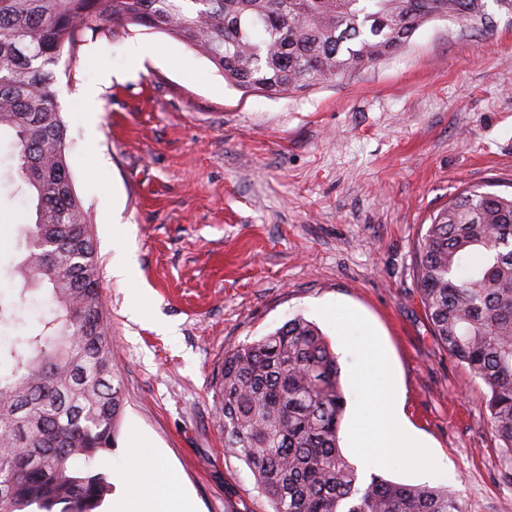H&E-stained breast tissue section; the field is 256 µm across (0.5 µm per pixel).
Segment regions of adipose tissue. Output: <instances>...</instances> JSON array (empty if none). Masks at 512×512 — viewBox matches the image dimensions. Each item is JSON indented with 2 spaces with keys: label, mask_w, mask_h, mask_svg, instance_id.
Returning a JSON list of instances; mask_svg holds the SVG:
<instances>
[{
  "label": "adipose tissue",
  "mask_w": 512,
  "mask_h": 512,
  "mask_svg": "<svg viewBox=\"0 0 512 512\" xmlns=\"http://www.w3.org/2000/svg\"><path fill=\"white\" fill-rule=\"evenodd\" d=\"M358 351L366 362L378 367V377L372 382L377 392L371 402L369 415L355 416L348 442L356 452L367 446L375 448L379 460L383 461L401 442L410 439L411 434L395 410L386 387L390 369L382 347L375 338L370 337L359 344ZM180 495L181 490L173 473L165 465H157L150 488L139 499L137 512H174V501Z\"/></svg>",
  "instance_id": "obj_1"
}]
</instances>
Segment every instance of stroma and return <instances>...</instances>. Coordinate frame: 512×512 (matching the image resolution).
<instances>
[{
	"label": "stroma",
	"instance_id": "1",
	"mask_svg": "<svg viewBox=\"0 0 512 512\" xmlns=\"http://www.w3.org/2000/svg\"><path fill=\"white\" fill-rule=\"evenodd\" d=\"M474 30L433 20L410 44L332 82L279 97L229 84L168 34L85 33L57 66L67 162L99 257L124 413L99 459L136 499L164 461L195 512H269L220 427L224 355L290 319L313 322L341 367L343 427L372 373L338 335L376 337L419 450L451 473L466 512H512V479L488 426L489 390L435 340L417 251L462 191L512 192V17ZM153 48L138 68L128 49ZM98 84L93 130L73 99ZM21 180H0V302L21 285ZM120 222H113V215ZM132 250L135 280L110 272ZM139 433L141 480L126 479Z\"/></svg>",
	"mask_w": 512,
	"mask_h": 512
}]
</instances>
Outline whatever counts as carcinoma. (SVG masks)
<instances>
[{
    "instance_id": "obj_1",
    "label": "carcinoma",
    "mask_w": 512,
    "mask_h": 512,
    "mask_svg": "<svg viewBox=\"0 0 512 512\" xmlns=\"http://www.w3.org/2000/svg\"><path fill=\"white\" fill-rule=\"evenodd\" d=\"M512 0H0V130L36 199L20 300L52 317L0 345V512H100L124 402L114 383L100 267L66 158L55 94L65 45L130 25L169 34L228 82L267 96L333 81L409 44L431 20L476 30ZM419 293L448 356L489 389L490 428L512 475V195L469 189L419 242ZM338 357L294 318L224 355V448L272 512H465L448 489L365 479L343 455Z\"/></svg>"
}]
</instances>
